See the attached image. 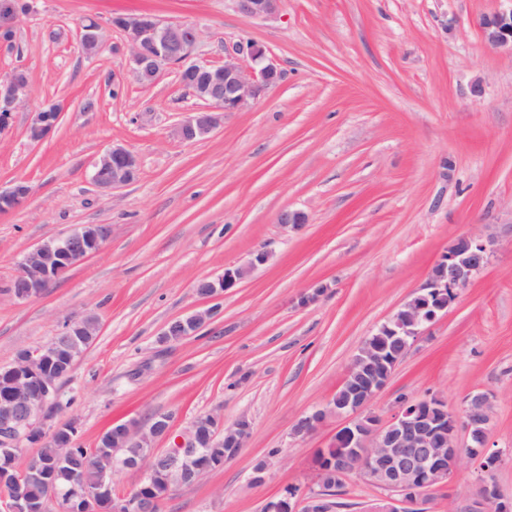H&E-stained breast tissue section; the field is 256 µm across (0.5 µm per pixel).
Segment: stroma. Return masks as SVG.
<instances>
[{"mask_svg":"<svg viewBox=\"0 0 512 512\" xmlns=\"http://www.w3.org/2000/svg\"><path fill=\"white\" fill-rule=\"evenodd\" d=\"M506 7L283 0L277 15L255 19L232 0H35L0 47V76L24 69L31 88L0 133V189L31 190L23 207L0 214V365L96 317L98 335L62 382L68 405L50 426L77 422L78 445L92 448L112 424L157 415L178 432L205 414L248 419L238 456L162 510L262 512L287 487H314L315 454L342 420L303 439L295 422L332 399L362 343L420 293L448 244L472 235L489 240L488 266L423 327L370 410L386 420L401 399L428 393L457 409L483 392L493 405L487 445L512 452V54L481 29ZM141 12L202 29L200 62L262 43L282 80L249 109L225 113L207 139L181 141L175 126L202 103L175 71L144 86L126 76L120 32L92 58L78 43L84 17ZM45 100L63 112L35 142L32 111ZM114 143L140 168L103 193L90 172ZM285 209L305 214L301 230L278 224ZM78 224H108L112 235L44 293L16 299L22 256ZM259 250L268 262L235 288L195 294L198 280L249 265ZM316 284L323 292L302 303ZM206 308L214 316L196 334L162 341L169 321ZM476 467L461 457L425 512H469ZM384 496L353 477L334 512H374Z\"/></svg>","mask_w":512,"mask_h":512,"instance_id":"obj_1","label":"stroma"}]
</instances>
